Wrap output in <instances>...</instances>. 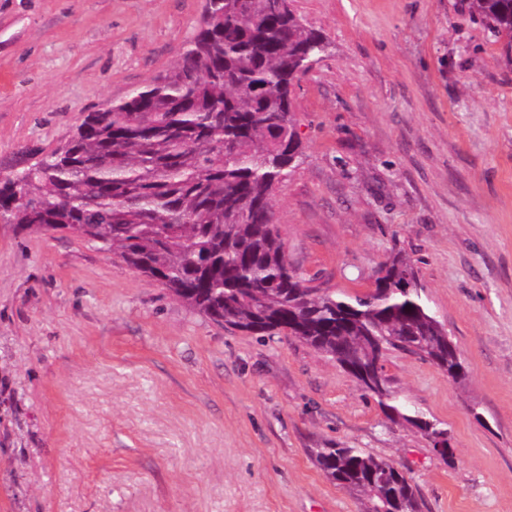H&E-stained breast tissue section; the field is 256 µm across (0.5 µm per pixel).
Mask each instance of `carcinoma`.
I'll list each match as a JSON object with an SVG mask.
<instances>
[{
    "instance_id": "carcinoma-1",
    "label": "carcinoma",
    "mask_w": 512,
    "mask_h": 512,
    "mask_svg": "<svg viewBox=\"0 0 512 512\" xmlns=\"http://www.w3.org/2000/svg\"><path fill=\"white\" fill-rule=\"evenodd\" d=\"M471 14L512 49V0H471ZM287 2L206 0L202 25L166 73L88 114L41 162L0 184V220L69 231L161 282L226 329L291 336L348 372L387 417L430 441L445 429L408 413L383 373L390 348L456 382L465 368L423 301L414 264L392 253L372 291L309 285L289 262L272 195L303 158L294 82L325 51ZM324 477L364 512H421L412 479L363 448H311Z\"/></svg>"
}]
</instances>
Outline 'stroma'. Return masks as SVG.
Instances as JSON below:
<instances>
[{
  "instance_id": "obj_1",
  "label": "stroma",
  "mask_w": 512,
  "mask_h": 512,
  "mask_svg": "<svg viewBox=\"0 0 512 512\" xmlns=\"http://www.w3.org/2000/svg\"><path fill=\"white\" fill-rule=\"evenodd\" d=\"M326 50L293 96L275 188L289 262L371 289L386 257L467 377L388 350L443 459L293 338L217 325L66 231L0 223V512H363L309 449L392 460L422 512H512V52L468 0H293ZM205 0H0V177L170 68Z\"/></svg>"
}]
</instances>
